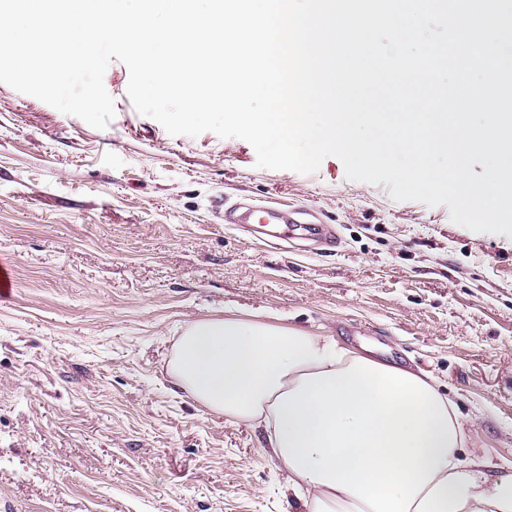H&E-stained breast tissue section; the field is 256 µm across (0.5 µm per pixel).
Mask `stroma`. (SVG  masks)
Listing matches in <instances>:
<instances>
[{"instance_id": "1", "label": "stroma", "mask_w": 512, "mask_h": 512, "mask_svg": "<svg viewBox=\"0 0 512 512\" xmlns=\"http://www.w3.org/2000/svg\"><path fill=\"white\" fill-rule=\"evenodd\" d=\"M128 81L112 61L103 129L0 83V512H307L260 430L170 371L187 327L224 317L430 374L511 475L512 238L333 156L260 169L245 140L170 135ZM224 200L305 208L338 243L258 238Z\"/></svg>"}]
</instances>
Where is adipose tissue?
<instances>
[{"label": "adipose tissue", "instance_id": "obj_1", "mask_svg": "<svg viewBox=\"0 0 512 512\" xmlns=\"http://www.w3.org/2000/svg\"><path fill=\"white\" fill-rule=\"evenodd\" d=\"M171 370L204 407L264 426L309 512H512V476L462 460L465 425L431 376L235 318L193 323Z\"/></svg>", "mask_w": 512, "mask_h": 512}]
</instances>
